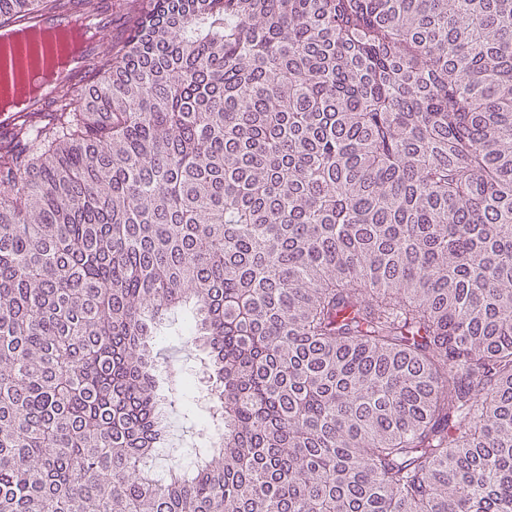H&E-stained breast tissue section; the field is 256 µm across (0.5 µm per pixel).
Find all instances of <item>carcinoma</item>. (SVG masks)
Segmentation results:
<instances>
[{"label":"carcinoma","mask_w":512,"mask_h":512,"mask_svg":"<svg viewBox=\"0 0 512 512\" xmlns=\"http://www.w3.org/2000/svg\"><path fill=\"white\" fill-rule=\"evenodd\" d=\"M120 13L0 144V512H512V0ZM188 300L222 445L159 484Z\"/></svg>","instance_id":"cac0c4a2"}]
</instances>
